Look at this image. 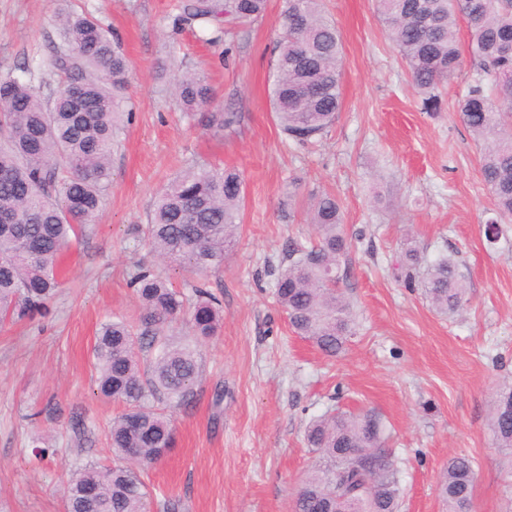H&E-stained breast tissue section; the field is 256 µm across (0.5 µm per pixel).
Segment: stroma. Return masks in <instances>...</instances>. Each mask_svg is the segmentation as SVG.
Returning a JSON list of instances; mask_svg holds the SVG:
<instances>
[{"label":"stroma","instance_id":"35a3bbf8","mask_svg":"<svg viewBox=\"0 0 512 512\" xmlns=\"http://www.w3.org/2000/svg\"><path fill=\"white\" fill-rule=\"evenodd\" d=\"M178 4L72 0L121 42L130 117L100 215L63 255L66 277L47 313L0 325V512H63L66 474L111 464L105 432L124 406L97 391L96 332L115 315L137 322L129 280L137 264L155 262L139 227L157 190L196 162L241 174V226L223 268L161 267L185 295L200 285L218 297L224 321L199 347L193 397L167 410L174 443L149 474L150 512H162L165 495L181 512H292L317 460L306 426L336 403L381 418L403 512H443L439 474L460 454L474 462L475 512H512V477L488 430L491 395L512 378V223L489 243L480 147L457 114L470 62L443 89L440 110L426 111L375 0H321L342 44L343 103L322 141L303 148L272 105L283 0H268L261 18L214 45L177 25ZM55 39L49 0H0V72L24 67L34 84L49 81L41 62ZM184 71L204 76L237 123L219 131L183 112L172 85ZM323 193L336 196L353 243L340 287L357 329L333 358L293 333L264 266L283 258L289 239L311 236L308 206ZM410 236L425 256L457 260L470 286L461 313L436 312L400 280ZM42 436L51 449L39 458Z\"/></svg>","mask_w":512,"mask_h":512}]
</instances>
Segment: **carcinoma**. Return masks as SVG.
<instances>
[{"instance_id": "obj_1", "label": "carcinoma", "mask_w": 512, "mask_h": 512, "mask_svg": "<svg viewBox=\"0 0 512 512\" xmlns=\"http://www.w3.org/2000/svg\"><path fill=\"white\" fill-rule=\"evenodd\" d=\"M52 0L57 42L42 66L59 76L49 92L13 72L0 74V322L26 318L45 307L60 286L59 258L95 222L111 182L112 155L125 112L129 66L109 31L93 16ZM267 0H186L178 21L201 26L209 43L228 25L256 21ZM377 11L400 53L426 110L439 107L438 89L462 64L459 20L470 31L474 76L457 101L461 122L480 144V172L496 217L512 220V0H377ZM277 78L272 92L283 133L297 144L324 134L342 107L341 42L318 0H285ZM77 89L80 104L69 97ZM174 94L182 109L206 126L224 129L232 114L213 109L207 82L181 74ZM244 183L234 169L193 164L170 179L152 203L140 233L161 261L198 273L224 266L236 244ZM315 239L288 242V264L274 282L277 305L294 333L327 356L343 351L354 334L350 305L336 282L349 242L335 196L309 209ZM402 268L408 287L422 288L441 314L460 312L468 288L450 256L426 258L406 242ZM129 286L141 306L137 329L120 317L101 324L92 349L97 387L106 399L128 405L114 418L108 445L116 462L69 475L64 512H147L151 497L142 478L173 446L164 413L185 405L201 378L198 344L221 322L217 301L195 288L191 339L178 342L169 325L185 313L183 295L148 266ZM512 382L501 383L490 405L489 430L501 467L512 474ZM307 447L318 454L296 493L293 512H400V470L385 428L371 411L332 409L312 420ZM476 473L466 456L448 461L437 483L446 512H472Z\"/></svg>"}]
</instances>
